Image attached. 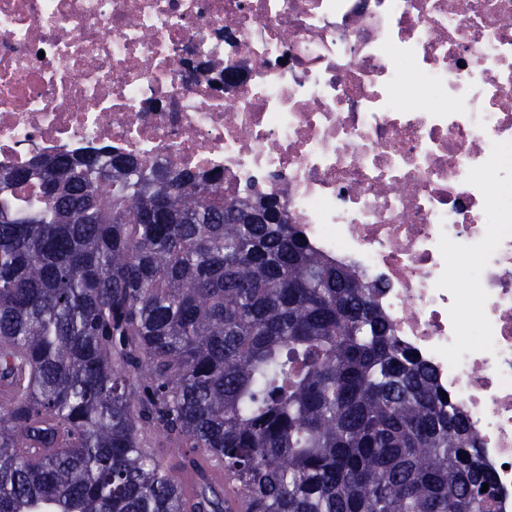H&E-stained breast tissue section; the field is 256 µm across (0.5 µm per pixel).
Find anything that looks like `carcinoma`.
<instances>
[{"label":"carcinoma","mask_w":512,"mask_h":512,"mask_svg":"<svg viewBox=\"0 0 512 512\" xmlns=\"http://www.w3.org/2000/svg\"><path fill=\"white\" fill-rule=\"evenodd\" d=\"M272 203L96 149L0 170V512H489L466 416Z\"/></svg>","instance_id":"1"}]
</instances>
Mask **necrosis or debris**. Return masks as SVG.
<instances>
[{
    "instance_id": "4bbe7bcc",
    "label": "necrosis or debris",
    "mask_w": 512,
    "mask_h": 512,
    "mask_svg": "<svg viewBox=\"0 0 512 512\" xmlns=\"http://www.w3.org/2000/svg\"><path fill=\"white\" fill-rule=\"evenodd\" d=\"M99 148L277 197L379 285L512 512V0H0V170Z\"/></svg>"
}]
</instances>
